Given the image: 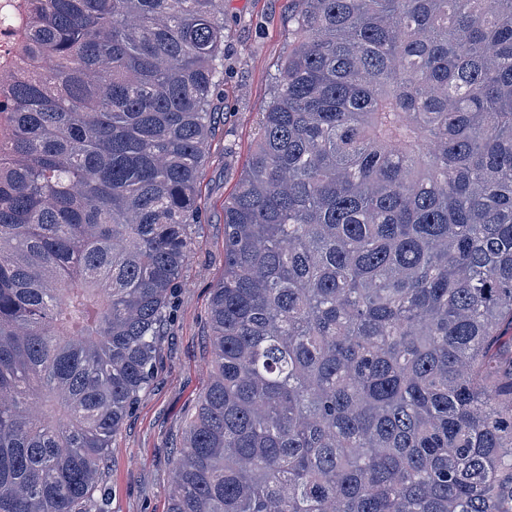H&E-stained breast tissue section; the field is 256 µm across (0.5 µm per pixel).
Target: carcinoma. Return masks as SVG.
Here are the masks:
<instances>
[{
  "mask_svg": "<svg viewBox=\"0 0 512 512\" xmlns=\"http://www.w3.org/2000/svg\"><path fill=\"white\" fill-rule=\"evenodd\" d=\"M224 199L167 512H512V0H296ZM224 0H29L0 101V512H106L201 223Z\"/></svg>",
  "mask_w": 512,
  "mask_h": 512,
  "instance_id": "obj_1",
  "label": "carcinoma"
}]
</instances>
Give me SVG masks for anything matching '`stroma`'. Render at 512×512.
I'll list each match as a JSON object with an SVG mask.
<instances>
[{"label": "stroma", "mask_w": 512, "mask_h": 512, "mask_svg": "<svg viewBox=\"0 0 512 512\" xmlns=\"http://www.w3.org/2000/svg\"><path fill=\"white\" fill-rule=\"evenodd\" d=\"M294 0H224L227 50L236 69L215 103V135L200 186L202 224L192 229V254L163 329L150 388L112 440L104 485L109 512H167L173 458L186 419L209 379L207 306L224 275V199L236 186L292 41Z\"/></svg>", "instance_id": "stroma-1"}]
</instances>
